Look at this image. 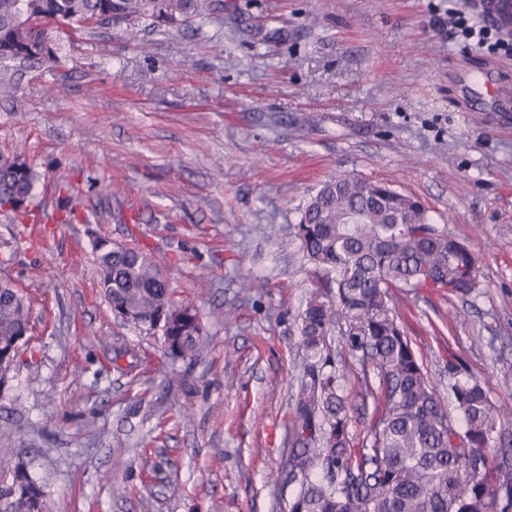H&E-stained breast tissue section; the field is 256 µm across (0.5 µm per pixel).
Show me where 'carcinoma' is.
I'll list each match as a JSON object with an SVG mask.
<instances>
[{
    "mask_svg": "<svg viewBox=\"0 0 512 512\" xmlns=\"http://www.w3.org/2000/svg\"><path fill=\"white\" fill-rule=\"evenodd\" d=\"M202 0H0V66L56 62L61 41L46 31H74L120 20L170 24L202 13ZM38 176L20 156H0V206L19 212ZM295 236L314 268L300 315L304 367L285 461L295 486L289 512H512V441L480 382L448 360L442 395L404 334L400 303L429 290L479 294L477 258L464 236L430 222L420 201L385 184L339 173L301 211ZM101 288L116 314L160 329L172 362L199 355L203 328L177 305L161 264L144 249L96 244ZM30 329L23 292L0 280V373L15 368ZM338 345H328L333 330ZM360 366L361 400L372 404L367 435L354 443L347 382ZM453 403L454 411L448 410ZM14 512H45L44 492L14 469L0 482Z\"/></svg>",
    "mask_w": 512,
    "mask_h": 512,
    "instance_id": "carcinoma-1",
    "label": "carcinoma"
}]
</instances>
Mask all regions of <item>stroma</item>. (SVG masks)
<instances>
[{
  "label": "stroma",
  "instance_id": "35a3bbf8",
  "mask_svg": "<svg viewBox=\"0 0 512 512\" xmlns=\"http://www.w3.org/2000/svg\"><path fill=\"white\" fill-rule=\"evenodd\" d=\"M460 14L512 43L490 0H205L0 67V152L40 175L26 214L0 207V279L32 325L0 391V475L26 462L50 512H288L273 478L312 280L293 226L339 173L468 234L480 296L410 297L404 330L431 376L456 357L512 408V53L466 46ZM99 239L161 263L200 316L197 360L115 317Z\"/></svg>",
  "mask_w": 512,
  "mask_h": 512
}]
</instances>
